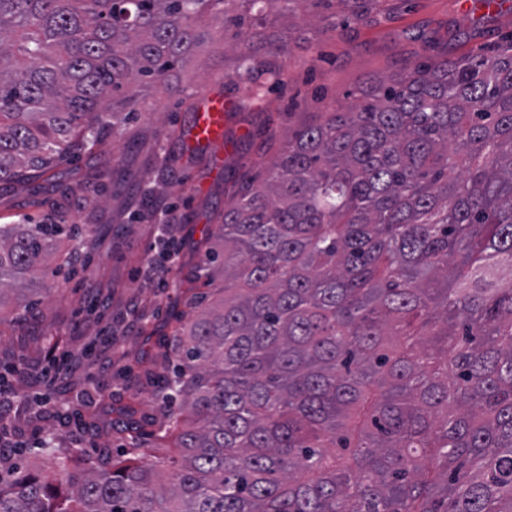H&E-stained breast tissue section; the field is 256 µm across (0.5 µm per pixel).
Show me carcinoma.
<instances>
[{
	"label": "carcinoma",
	"mask_w": 512,
	"mask_h": 512,
	"mask_svg": "<svg viewBox=\"0 0 512 512\" xmlns=\"http://www.w3.org/2000/svg\"><path fill=\"white\" fill-rule=\"evenodd\" d=\"M228 0H0V186L49 182L168 88ZM290 132L224 208L156 361L152 466L0 459V512H512V36ZM72 224H0V309Z\"/></svg>",
	"instance_id": "cac0c4a2"
}]
</instances>
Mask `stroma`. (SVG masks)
Instances as JSON below:
<instances>
[{
	"mask_svg": "<svg viewBox=\"0 0 512 512\" xmlns=\"http://www.w3.org/2000/svg\"><path fill=\"white\" fill-rule=\"evenodd\" d=\"M206 37L169 76V90L153 92L152 116L127 125L102 156L60 166L54 183L0 191V224L42 223L57 208L76 225L80 245L58 284L40 293L26 322L0 323V363L18 364L16 386L31 403L16 424L14 441L35 465H45L39 433L60 448L80 446L92 460L97 448H121L112 431L123 408L133 410L142 443L159 416L154 361L184 308L179 280L194 275L195 248L206 225L224 212V184L251 181L285 146L288 131L315 123L322 113L351 106L360 83L389 78L417 63L490 54L512 34V0L486 15L479 0H369L362 18L339 0H262L260 18L238 30L208 21ZM287 41L283 55L257 62L283 68L281 84L266 85L250 110L224 115V137L195 156L180 135L190 128L191 105L209 96L234 102L246 81L234 78L237 48ZM175 206L174 232L161 236L152 213ZM174 250L168 287L135 277L151 251ZM112 332V383L90 387L85 371L46 385L42 370L52 346L76 351L101 328Z\"/></svg>",
	"mask_w": 512,
	"mask_h": 512,
	"instance_id": "obj_1",
	"label": "stroma"
}]
</instances>
